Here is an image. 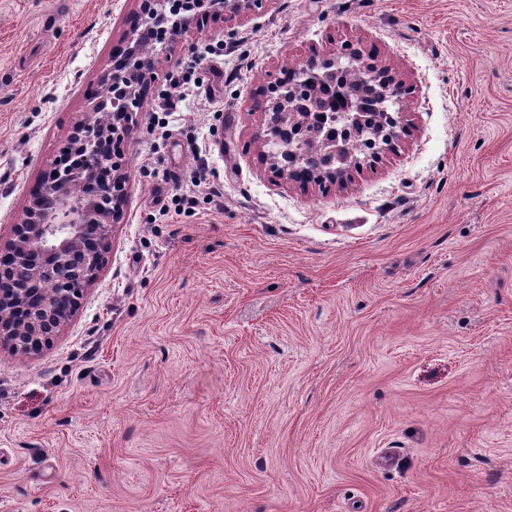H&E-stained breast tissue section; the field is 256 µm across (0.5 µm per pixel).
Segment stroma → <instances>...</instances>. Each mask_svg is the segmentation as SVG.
Returning a JSON list of instances; mask_svg holds the SVG:
<instances>
[{"instance_id": "35a3bbf8", "label": "stroma", "mask_w": 512, "mask_h": 512, "mask_svg": "<svg viewBox=\"0 0 512 512\" xmlns=\"http://www.w3.org/2000/svg\"><path fill=\"white\" fill-rule=\"evenodd\" d=\"M138 6L0 0V235ZM185 42L97 280L42 352L0 351V512H512V0H271ZM347 43L405 83L406 133L303 189L256 102Z\"/></svg>"}]
</instances>
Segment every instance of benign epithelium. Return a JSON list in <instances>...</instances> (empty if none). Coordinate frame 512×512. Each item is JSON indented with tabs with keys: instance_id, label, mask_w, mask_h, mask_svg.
Here are the masks:
<instances>
[{
	"instance_id": "7a95c632",
	"label": "benign epithelium",
	"mask_w": 512,
	"mask_h": 512,
	"mask_svg": "<svg viewBox=\"0 0 512 512\" xmlns=\"http://www.w3.org/2000/svg\"><path fill=\"white\" fill-rule=\"evenodd\" d=\"M267 0H141L142 21L164 38L155 56L141 52V32L126 34L124 69L101 76L102 91L90 93L82 118L63 146L66 163L44 169L28 191L26 220L0 238V349L30 354L50 344L76 311L83 290L97 278L119 219L126 175L121 155L106 141H122L151 85L155 57L182 44L191 20L205 14L244 17ZM346 74V110L322 107L338 75ZM408 104L392 69L352 48L313 54L290 84L261 103L270 169L321 191L344 188L352 171L376 162L403 129ZM112 113L110 125L96 121ZM58 283L46 294L41 284Z\"/></svg>"
}]
</instances>
